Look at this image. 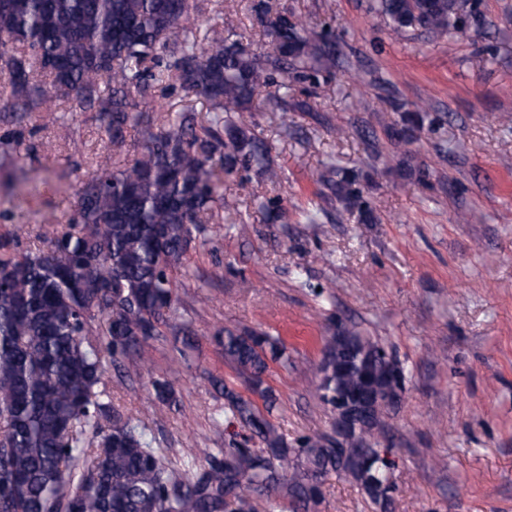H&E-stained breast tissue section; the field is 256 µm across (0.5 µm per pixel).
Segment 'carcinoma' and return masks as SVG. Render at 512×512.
<instances>
[{"instance_id": "1", "label": "carcinoma", "mask_w": 512, "mask_h": 512, "mask_svg": "<svg viewBox=\"0 0 512 512\" xmlns=\"http://www.w3.org/2000/svg\"><path fill=\"white\" fill-rule=\"evenodd\" d=\"M395 30L419 26L442 38L459 28L455 0H372ZM198 0H0V88L22 121L57 98L104 122L112 153L139 148L117 170L101 167L77 191L71 224L38 235L24 250L14 233L0 237V512H318L322 476L356 484L383 512L393 500L394 466L380 455L377 423L341 441L307 436L295 448L270 416V364L291 362L278 336L224 327L216 341L258 406L229 386V412L261 448L205 449V465L178 469L168 449L154 448L146 427L96 391L108 360L151 362L147 341L164 335L177 312L178 263L206 225L221 223L224 179L258 167L279 178L267 143L251 129L252 107L276 73L303 74L321 58L310 21L271 16L269 0L251 15L276 52L247 50L214 25L198 40ZM205 99L213 116L190 112L159 131L142 120L155 90ZM336 199L359 198L354 180L332 181ZM103 323L102 343L96 323ZM385 347L356 329L336 342L327 328L316 392L325 405H356L368 387L397 380ZM162 404L171 383L151 378Z\"/></svg>"}]
</instances>
